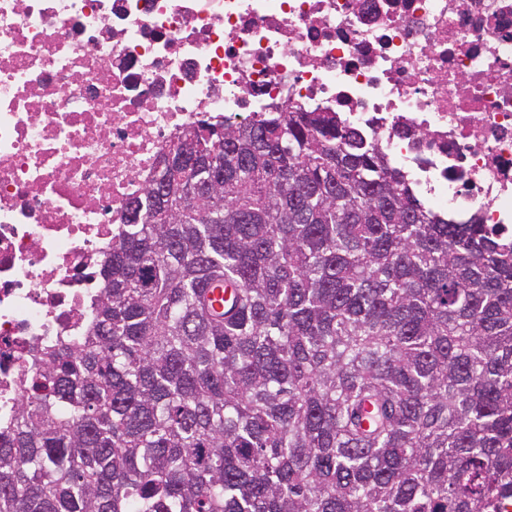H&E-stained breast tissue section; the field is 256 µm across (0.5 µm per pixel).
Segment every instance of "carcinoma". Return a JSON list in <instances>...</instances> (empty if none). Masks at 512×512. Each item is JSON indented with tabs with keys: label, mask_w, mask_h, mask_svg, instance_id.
I'll return each instance as SVG.
<instances>
[{
	"label": "carcinoma",
	"mask_w": 512,
	"mask_h": 512,
	"mask_svg": "<svg viewBox=\"0 0 512 512\" xmlns=\"http://www.w3.org/2000/svg\"><path fill=\"white\" fill-rule=\"evenodd\" d=\"M182 136L201 156L163 157L129 203L83 336L33 354L0 512L512 497V243L427 209L330 112ZM214 283L235 292L222 312Z\"/></svg>",
	"instance_id": "obj_1"
}]
</instances>
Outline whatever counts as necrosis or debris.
I'll list each match as a JSON object with an SVG mask.
<instances>
[{
    "mask_svg": "<svg viewBox=\"0 0 512 512\" xmlns=\"http://www.w3.org/2000/svg\"><path fill=\"white\" fill-rule=\"evenodd\" d=\"M278 109L512 237V0H0V427L182 128Z\"/></svg>",
    "mask_w": 512,
    "mask_h": 512,
    "instance_id": "1",
    "label": "necrosis or debris"
}]
</instances>
